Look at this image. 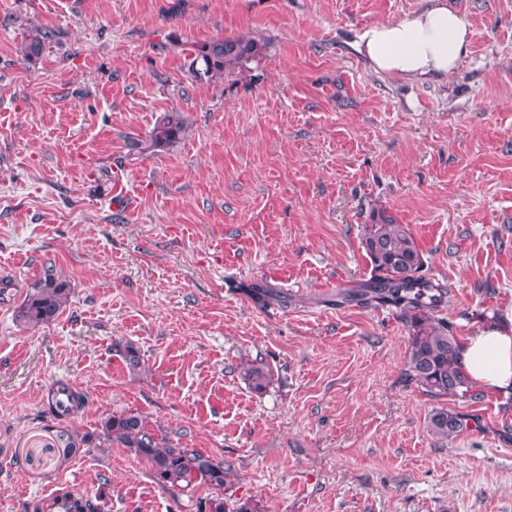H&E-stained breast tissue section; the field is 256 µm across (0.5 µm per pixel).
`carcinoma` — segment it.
<instances>
[{
	"mask_svg": "<svg viewBox=\"0 0 512 512\" xmlns=\"http://www.w3.org/2000/svg\"><path fill=\"white\" fill-rule=\"evenodd\" d=\"M50 30L39 31L23 47L27 59L39 56L51 40ZM194 74L209 79L231 76L249 62L262 56V45L243 36L193 45ZM183 123L170 114L159 121L151 132L148 147L165 148L180 138ZM361 247L372 266L373 275L344 299L360 305H390L399 309L409 329V345L404 374L435 399L471 394L470 380L460 370L457 359L461 342L435 316L445 302L448 291L440 284L420 275L425 264L419 245L405 224L386 209L371 212L364 225ZM69 284L51 270L37 279L16 311V319L38 325L51 321L67 304ZM241 376L251 389L263 392L271 383V371L257 363L245 362ZM463 419L440 407L429 418V429L440 439L459 433ZM101 433L107 442H117L133 449L136 456L151 466L154 478L163 486L190 488L205 484L211 497L205 501V512H261L258 503L246 500L228 509L224 491L231 483V468L224 461L190 448H181L148 429V421L138 413L109 414L101 420Z\"/></svg>",
	"mask_w": 512,
	"mask_h": 512,
	"instance_id": "obj_1",
	"label": "carcinoma"
}]
</instances>
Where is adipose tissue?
Returning a JSON list of instances; mask_svg holds the SVG:
<instances>
[{
  "label": "adipose tissue",
  "mask_w": 512,
  "mask_h": 512,
  "mask_svg": "<svg viewBox=\"0 0 512 512\" xmlns=\"http://www.w3.org/2000/svg\"><path fill=\"white\" fill-rule=\"evenodd\" d=\"M470 44L468 22L448 0H427L416 15L373 24L359 36L360 50L375 71L403 78L448 75L467 57ZM459 362L482 388L512 392V306L467 339Z\"/></svg>",
  "instance_id": "obj_1"
}]
</instances>
